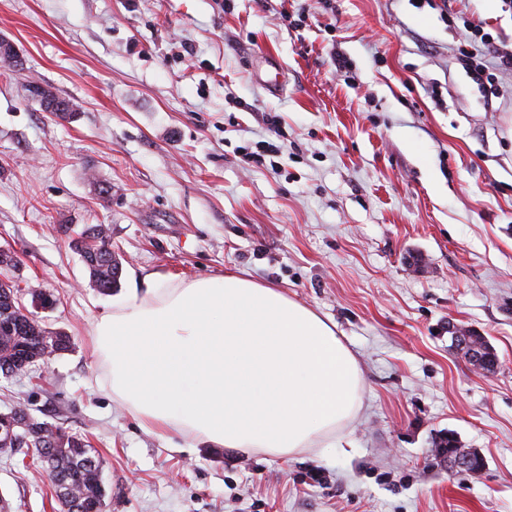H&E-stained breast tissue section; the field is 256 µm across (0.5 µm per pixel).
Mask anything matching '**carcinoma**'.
Masks as SVG:
<instances>
[{
	"label": "carcinoma",
	"mask_w": 512,
	"mask_h": 512,
	"mask_svg": "<svg viewBox=\"0 0 512 512\" xmlns=\"http://www.w3.org/2000/svg\"><path fill=\"white\" fill-rule=\"evenodd\" d=\"M81 257L92 287L110 294L119 287L122 262L112 252V230L107 224H86L69 242ZM13 281L0 279V374L4 377H39L38 369L69 351V336L43 326L31 311L19 305L23 292ZM14 426L15 447L30 448L35 468L46 472L55 498L73 486L80 488L75 512H106L107 491L103 482L104 457L90 441L63 423L36 420L25 404L15 402L0 411V427Z\"/></svg>",
	"instance_id": "cac0c4a2"
}]
</instances>
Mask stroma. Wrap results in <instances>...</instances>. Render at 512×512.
<instances>
[{"label": "stroma", "instance_id": "stroma-1", "mask_svg": "<svg viewBox=\"0 0 512 512\" xmlns=\"http://www.w3.org/2000/svg\"><path fill=\"white\" fill-rule=\"evenodd\" d=\"M302 3L0 0L23 63L0 70V248L18 257L11 280L53 295L41 323L74 343L42 381L0 376V410L18 398L88 437L106 512H512V75L487 97L454 59L464 31L430 6L336 0L304 29L277 24ZM455 7L512 43L505 0ZM31 81L75 117L43 111ZM268 112L282 153L255 168L239 149L265 138ZM64 224L110 225L121 288L242 273L334 323L364 379L350 447L278 458L142 430L100 388L90 327L112 298ZM452 324L486 336L494 372L451 348ZM448 433L480 473L435 458ZM0 498L61 510L46 476L3 454Z\"/></svg>", "mask_w": 512, "mask_h": 512}]
</instances>
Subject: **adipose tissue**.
Instances as JSON below:
<instances>
[{"mask_svg":"<svg viewBox=\"0 0 512 512\" xmlns=\"http://www.w3.org/2000/svg\"><path fill=\"white\" fill-rule=\"evenodd\" d=\"M92 334L104 389L145 431L280 458L350 445L358 362L335 325L281 289L236 273L150 284Z\"/></svg>","mask_w":512,"mask_h":512,"instance_id":"adipose-tissue-1","label":"adipose tissue"}]
</instances>
